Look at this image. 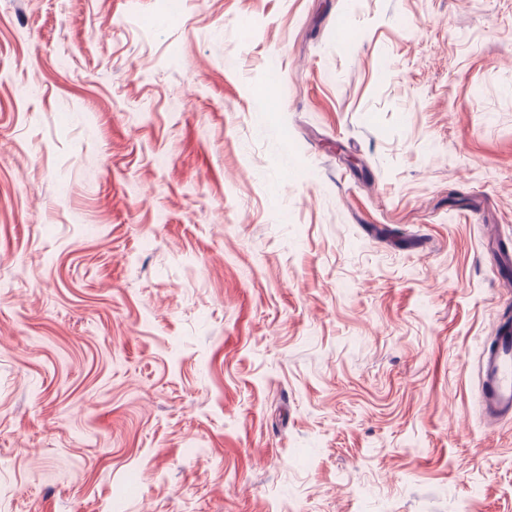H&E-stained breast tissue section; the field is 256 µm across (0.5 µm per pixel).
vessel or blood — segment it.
Returning <instances> with one entry per match:
<instances>
[{"instance_id":"b4317fda","label":"vessel or blood","mask_w":512,"mask_h":512,"mask_svg":"<svg viewBox=\"0 0 512 512\" xmlns=\"http://www.w3.org/2000/svg\"><path fill=\"white\" fill-rule=\"evenodd\" d=\"M481 405L494 421L512 419V321L503 320L479 361Z\"/></svg>"}]
</instances>
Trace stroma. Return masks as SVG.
<instances>
[{"mask_svg":"<svg viewBox=\"0 0 512 512\" xmlns=\"http://www.w3.org/2000/svg\"><path fill=\"white\" fill-rule=\"evenodd\" d=\"M512 0H0V512H512ZM481 405L494 421L512 419V320L505 314L479 361Z\"/></svg>","mask_w":512,"mask_h":512,"instance_id":"35a3bbf8","label":"stroma"}]
</instances>
